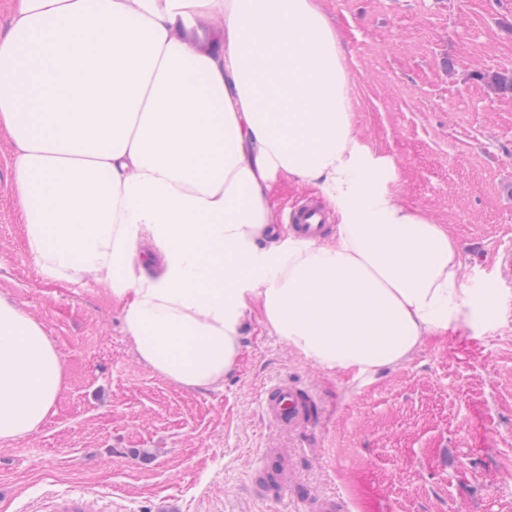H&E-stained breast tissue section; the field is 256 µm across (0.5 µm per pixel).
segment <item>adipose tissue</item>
<instances>
[{
  "mask_svg": "<svg viewBox=\"0 0 512 512\" xmlns=\"http://www.w3.org/2000/svg\"><path fill=\"white\" fill-rule=\"evenodd\" d=\"M200 17L222 21L220 49L185 36ZM0 130L41 271L95 274L140 357L184 387L234 368L255 304L305 359L359 377L472 319L455 242L380 184L318 0H11ZM278 173L331 201L332 241L273 234ZM146 237L160 272L137 260ZM62 386L49 337L0 299V442Z\"/></svg>",
  "mask_w": 512,
  "mask_h": 512,
  "instance_id": "adipose-tissue-1",
  "label": "adipose tissue"
}]
</instances>
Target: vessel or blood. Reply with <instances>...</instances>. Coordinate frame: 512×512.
Returning <instances> with one entry per match:
<instances>
[{
  "instance_id": "vessel-or-blood-1",
  "label": "vessel or blood",
  "mask_w": 512,
  "mask_h": 512,
  "mask_svg": "<svg viewBox=\"0 0 512 512\" xmlns=\"http://www.w3.org/2000/svg\"><path fill=\"white\" fill-rule=\"evenodd\" d=\"M287 227L291 234L316 242L328 230V217L317 203L308 201L291 213ZM495 277L501 290L512 295L511 247L499 253ZM260 405L266 420L287 433L312 429L320 422L315 397L285 380L276 379L266 383L260 394ZM287 485L288 460L283 449H264L251 476V493L261 499H279L284 496ZM43 512H97V508L94 496L81 491L48 497Z\"/></svg>"
}]
</instances>
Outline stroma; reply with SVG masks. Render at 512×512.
Here are the masks:
<instances>
[{"label":"stroma","mask_w":512,"mask_h":512,"mask_svg":"<svg viewBox=\"0 0 512 512\" xmlns=\"http://www.w3.org/2000/svg\"><path fill=\"white\" fill-rule=\"evenodd\" d=\"M340 30L358 137L384 158L383 187L455 240L477 311L396 365L357 377L306 360L252 306L235 368L183 387L156 373L96 279L45 277L13 195L11 138L0 132V297L39 323L65 385L42 425L0 443V512H40L87 491L101 512H305L337 493L351 512H512V309L485 306L494 252L512 245V0H321ZM315 185L277 177V224ZM311 390L316 433L271 426L263 385ZM266 448H284L294 488L247 487Z\"/></svg>","instance_id":"35a3bbf8"}]
</instances>
